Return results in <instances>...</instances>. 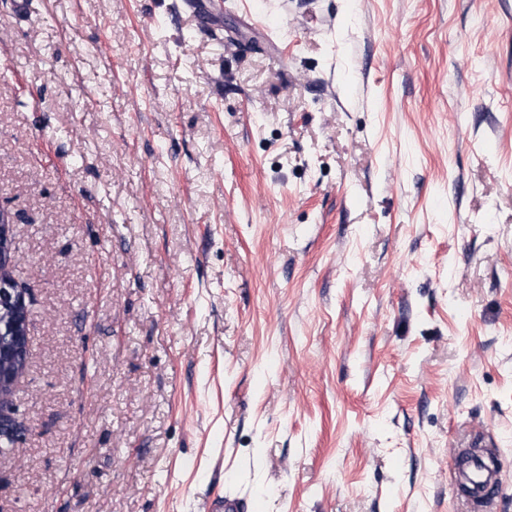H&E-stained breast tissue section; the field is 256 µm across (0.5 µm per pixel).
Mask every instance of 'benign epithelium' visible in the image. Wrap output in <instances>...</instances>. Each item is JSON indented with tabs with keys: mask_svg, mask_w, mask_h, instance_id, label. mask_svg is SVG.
I'll return each instance as SVG.
<instances>
[{
	"mask_svg": "<svg viewBox=\"0 0 512 512\" xmlns=\"http://www.w3.org/2000/svg\"><path fill=\"white\" fill-rule=\"evenodd\" d=\"M13 238L7 213L0 211V446L11 447L17 426L5 411L29 354L30 299L13 275Z\"/></svg>",
	"mask_w": 512,
	"mask_h": 512,
	"instance_id": "benign-epithelium-1",
	"label": "benign epithelium"
}]
</instances>
